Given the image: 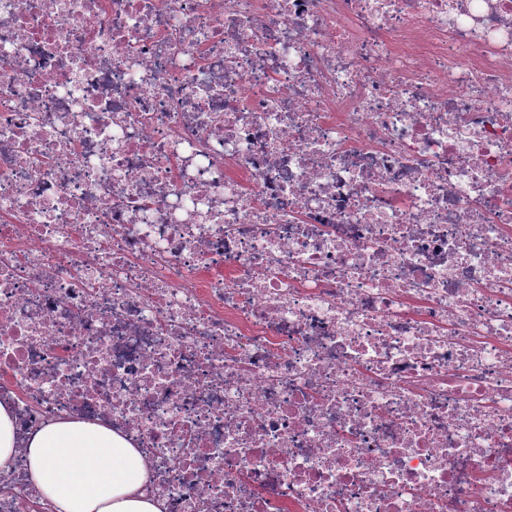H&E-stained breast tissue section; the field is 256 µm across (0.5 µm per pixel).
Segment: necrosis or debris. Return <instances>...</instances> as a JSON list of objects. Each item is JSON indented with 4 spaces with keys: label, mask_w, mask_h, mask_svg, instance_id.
I'll use <instances>...</instances> for the list:
<instances>
[{
    "label": "necrosis or debris",
    "mask_w": 512,
    "mask_h": 512,
    "mask_svg": "<svg viewBox=\"0 0 512 512\" xmlns=\"http://www.w3.org/2000/svg\"><path fill=\"white\" fill-rule=\"evenodd\" d=\"M1 52L18 439L121 433L163 512H512V0H0ZM0 512H55L24 447Z\"/></svg>",
    "instance_id": "4bbe7bcc"
}]
</instances>
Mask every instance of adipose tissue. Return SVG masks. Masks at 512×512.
<instances>
[{
    "mask_svg": "<svg viewBox=\"0 0 512 512\" xmlns=\"http://www.w3.org/2000/svg\"><path fill=\"white\" fill-rule=\"evenodd\" d=\"M39 495L59 512H161L145 493L141 453L112 429L77 417L48 423L26 441Z\"/></svg>",
    "mask_w": 512,
    "mask_h": 512,
    "instance_id": "adipose-tissue-1",
    "label": "adipose tissue"
}]
</instances>
